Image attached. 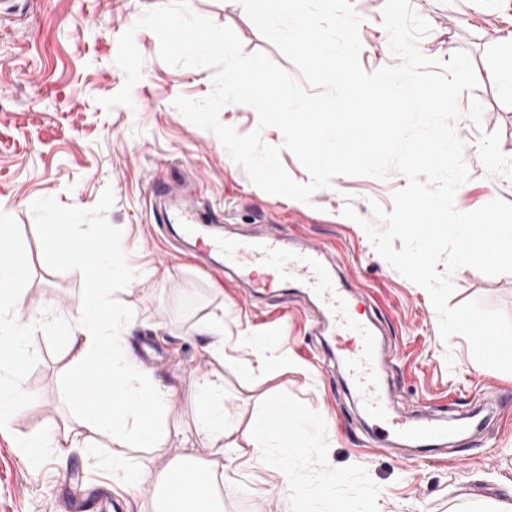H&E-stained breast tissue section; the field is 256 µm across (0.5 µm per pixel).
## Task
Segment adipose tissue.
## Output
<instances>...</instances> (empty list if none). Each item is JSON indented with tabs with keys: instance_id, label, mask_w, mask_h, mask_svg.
<instances>
[{
	"instance_id": "1",
	"label": "adipose tissue",
	"mask_w": 512,
	"mask_h": 512,
	"mask_svg": "<svg viewBox=\"0 0 512 512\" xmlns=\"http://www.w3.org/2000/svg\"><path fill=\"white\" fill-rule=\"evenodd\" d=\"M69 243L92 249V259L81 254H63L46 247L43 256L52 263L61 262L79 268L84 277L85 298L78 321L66 328L65 353L67 397L76 411L74 424L46 434L17 435L15 445L25 460H32L42 448L79 446L94 451L104 434H111L117 445L107 467L113 480L123 489H153V512H222L217 484L224 477V382L212 373L198 380L199 417L194 436L210 448L209 458L192 455L169 456L155 472L139 470L127 456L130 448H158L175 429L171 413L178 403L175 386L156 383L126 342L128 318L113 298V284L131 273L123 262V248L107 235L104 225H91L86 235L68 234ZM26 260L15 255L10 237L0 234V430L11 427L18 407L28 399L18 378L30 366L32 357L24 343L28 327L21 322L18 310L22 303L20 286L28 275ZM102 369L108 388L118 394L121 405L101 414L92 410L84 395L83 384L89 372ZM288 403L282 399L267 401L254 418L251 456L259 463L271 465L280 484H287L293 473L290 458L299 448L282 440L277 427ZM205 471L209 476L205 491L187 488L179 503H170L165 495L169 478L175 474Z\"/></svg>"
}]
</instances>
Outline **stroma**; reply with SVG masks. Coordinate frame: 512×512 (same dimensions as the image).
I'll return each instance as SVG.
<instances>
[{"label": "stroma", "instance_id": "1", "mask_svg": "<svg viewBox=\"0 0 512 512\" xmlns=\"http://www.w3.org/2000/svg\"><path fill=\"white\" fill-rule=\"evenodd\" d=\"M168 0H35L26 15L0 31V223L14 225L15 245L31 264L20 306L38 321L52 312L75 318L84 300L78 269L43 258V226L52 211L72 212L79 233L105 224L124 240L128 266L157 268V277L121 283L115 297L136 324L129 345L155 379L178 389L172 418L181 429L196 419V385L213 371L197 326L223 315L226 355L224 422L227 445L249 450V423L259 406L277 396L303 407L297 418L306 457L293 461L294 477L281 489L265 466L238 459L218 485L224 512H302L328 476L354 512H492L512 498V373L478 364L460 335L442 339L425 289L374 250L359 218L371 204L391 210L406 184L388 178L340 175L305 204L270 195L250 182L215 134L189 122L173 105L177 97L201 99L214 71L175 67L159 57L157 35L135 23ZM430 30L419 41L430 58L467 52L478 85L459 102L483 107L480 124L463 120L470 178L454 205L470 212L495 199L512 202V75L502 72L498 48L512 37V0H411ZM361 17L360 63L365 71L397 65L383 25L385 0H351ZM191 11L230 27L245 53H265L290 75L297 68L267 40L240 0H189ZM133 30L143 57L132 106L105 110L101 99L118 93L125 75L116 65L118 39ZM189 159L197 182L193 204L200 223L219 234H260L282 225L288 236L337 245L339 275L369 290L373 314L391 358L381 373L390 407L411 421L477 412L482 427L463 443L425 459L372 441L370 418L346 390L344 359L334 341L312 330V308L302 289L256 301L238 274H224L219 259L192 258L177 227L154 221L148 197L153 178L170 177L177 160ZM353 206L358 220L344 216ZM450 306L470 300L512 317V273L485 275L464 267L452 276ZM281 329L292 362L258 369L259 346ZM36 361L23 375L29 400L11 429L0 432V512H72L74 500L102 492L125 512H151L149 491L134 494L112 480L104 460L111 450L44 449L38 463H24L13 446L18 434H36L71 422L63 367L62 332L34 329L26 337Z\"/></svg>", "mask_w": 512, "mask_h": 512}]
</instances>
